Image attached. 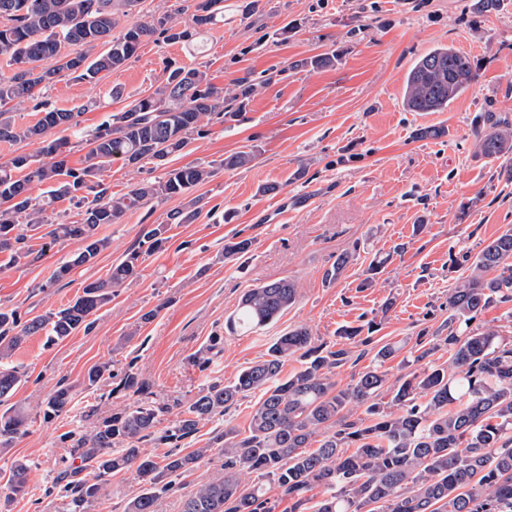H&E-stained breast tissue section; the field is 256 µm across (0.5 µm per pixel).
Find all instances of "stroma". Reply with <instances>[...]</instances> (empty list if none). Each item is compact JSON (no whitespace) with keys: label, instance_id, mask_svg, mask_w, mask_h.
Masks as SVG:
<instances>
[{"label":"stroma","instance_id":"1","mask_svg":"<svg viewBox=\"0 0 512 512\" xmlns=\"http://www.w3.org/2000/svg\"><path fill=\"white\" fill-rule=\"evenodd\" d=\"M440 46L477 63V83L445 111H407L410 67ZM323 53L335 54V65L309 67V59ZM171 63L198 66L220 85L246 75L263 83L239 120L211 122L205 137H193L171 159L174 168L216 164L214 176L185 196L153 200L120 223L100 225L109 248L65 279L54 275L77 250L76 241L52 245L36 230L25 239L36 261L13 263L0 254V305L26 319L66 306L127 253L142 254L138 277L113 289L90 331L55 343L32 336L15 351L12 363L25 380L13 401L30 418L24 436L0 446V478L18 459L29 460L31 472L26 495L9 512H62V473L80 465L73 438L113 407L134 402L119 386L126 372L136 373L151 399L166 406L160 424L167 427L202 388L232 381L298 326L331 346L341 328H368L369 343L345 344L347 359L335 370L342 385L357 379L382 345L412 343L423 334L441 340L431 362L448 365V293L469 275L468 257L512 229V154L491 162L475 152L482 113L512 120V0L483 14L474 12L472 0H224V20L205 31L203 49L150 41L96 83L66 75L41 96L59 108L84 105L78 130L89 134L127 102L150 94ZM116 85L122 98L112 96ZM425 127L445 134L417 138ZM245 146L255 150L254 162L219 168ZM163 174L150 164L135 170L116 161L100 178L119 196ZM268 184L278 185V194L263 193ZM298 195L310 198L304 208L269 218L278 197ZM192 205L197 215L190 223L169 224L171 213ZM164 223L169 241L144 253V230ZM234 236L251 239L252 248L228 260L224 241ZM343 252L353 253V262L326 281ZM380 258L383 272L363 287ZM279 278L296 283L295 304L255 332H229L226 322L245 288ZM152 309L156 317L143 321ZM201 353L209 356L202 366L194 361ZM101 364L110 375L86 388L88 371ZM60 381L74 387L71 408L45 416L43 402ZM259 399L249 394L202 424L180 442V453L214 444L227 428L247 430ZM223 469V455L212 453L178 479L176 492L158 500L157 512H182L195 488ZM141 489L135 470L118 473L108 495L84 512H126Z\"/></svg>","mask_w":512,"mask_h":512}]
</instances>
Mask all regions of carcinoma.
Returning a JSON list of instances; mask_svg holds the SVG:
<instances>
[{"instance_id":"obj_1","label":"carcinoma","mask_w":512,"mask_h":512,"mask_svg":"<svg viewBox=\"0 0 512 512\" xmlns=\"http://www.w3.org/2000/svg\"><path fill=\"white\" fill-rule=\"evenodd\" d=\"M145 0H0V142L39 143L33 154L0 158V253L13 261L27 259L24 231L48 223L47 208L63 197L86 206L80 224H58L46 233L55 241L75 239L80 248L61 266L56 279L95 263L109 242L97 236L102 224H117L147 198L190 193L214 175L207 164L172 168L154 182H141L114 197L99 180L112 161L141 168L168 164L192 136L204 134L212 115L233 121L246 100L268 80L249 77L226 88L206 71L169 66L165 82L147 96L100 125L88 139L81 166L71 167L63 133L77 127L84 106L51 107L40 91L63 74L89 83L101 72L121 68L149 40L191 43L200 32L224 20V0H183L188 21L174 14H142ZM140 18L112 36L123 17ZM50 65H45L46 61ZM476 80L471 59L452 48L421 56L406 77L404 105L411 112H442ZM34 103L39 118L16 123L12 108ZM477 135L480 153L494 161L512 153V123L494 112L484 116ZM54 139H48V136ZM254 151L225 157L219 166L250 164ZM49 185L46 201L32 197L33 185ZM166 227L144 233L147 250L162 248ZM249 239L224 243V258L251 250ZM136 251L112 265L105 279L83 286L66 307L21 321L16 311L0 306V403L17 392L22 374L9 359L30 336L63 340L93 325V316L112 301V289L138 275ZM352 261L342 253L325 272L337 279ZM494 271L496 275L487 277ZM512 293V230L485 245L471 263V273L448 294L449 361L453 371L425 363L433 348L407 360L406 372L389 381L384 364L399 348L381 346L371 364L343 387L334 370L346 358L343 349L316 343L306 327L294 328L269 347L266 358L243 369L225 385L204 388L181 412L160 440L176 443L198 426L222 415L239 398L260 392L248 430H224V472L200 485L185 500L183 512H274L270 492L295 500L292 512H512V336L499 330L471 328L472 321L498 298ZM297 298L293 281L279 279L247 289L227 327L252 331L282 315ZM300 358V367L281 376L284 362ZM73 400L72 387L59 384L50 393L44 414L59 415ZM167 408L144 399L112 411L78 437L74 448L96 482L77 479L69 490L68 512L107 494L108 477L130 467L142 477V491L127 512H155L159 494L174 488L177 477L193 470L211 448L162 461L139 447L153 433ZM29 416L12 405L0 412V445L27 432ZM317 448H312V445ZM353 449L347 453V449ZM31 466L18 460L3 485L4 503L27 492ZM323 497L309 504L304 494L314 486Z\"/></svg>"}]
</instances>
